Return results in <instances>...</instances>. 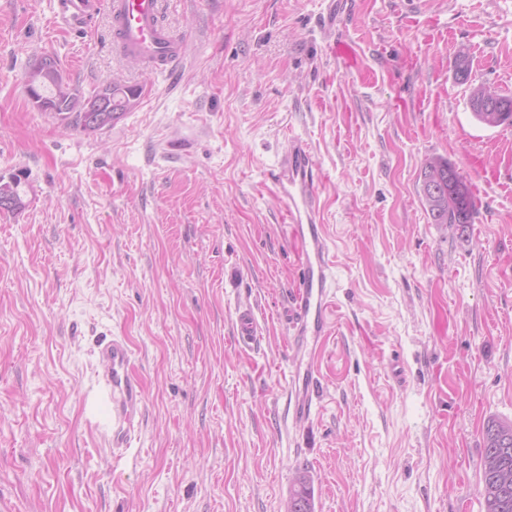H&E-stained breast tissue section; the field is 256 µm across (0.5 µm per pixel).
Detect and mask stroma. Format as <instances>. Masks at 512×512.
Instances as JSON below:
<instances>
[{
	"mask_svg": "<svg viewBox=\"0 0 512 512\" xmlns=\"http://www.w3.org/2000/svg\"><path fill=\"white\" fill-rule=\"evenodd\" d=\"M57 0H0V512H486L483 428L512 420V127L470 89L512 95V0H169L186 59L148 72ZM470 50L469 83L455 77ZM56 58L89 94L142 90L86 133L23 86ZM307 139L332 251L331 333L307 426H283L299 272L273 180ZM453 164L473 223L437 224L422 166ZM262 336L236 343L240 309ZM126 339L145 406L100 439L96 343ZM85 0H59L58 15L61 21L71 28L82 27L85 20ZM485 92V94H484ZM484 94V97H483ZM502 96V95H501ZM480 106L483 108L493 109L501 105V99L497 94H494L488 90L485 91L483 86L474 87L471 90L469 97V105L472 110L475 119L484 125L490 127L498 126H512V96H502L504 102L507 104L506 111L498 110H482L473 109L472 101L478 102L481 98ZM292 500L301 504L299 512H314L312 489L305 475L296 479L288 503Z\"/></svg>",
	"mask_w": 512,
	"mask_h": 512,
	"instance_id": "stroma-1",
	"label": "stroma"
}]
</instances>
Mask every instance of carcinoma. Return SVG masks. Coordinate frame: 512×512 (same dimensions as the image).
I'll return each mask as SVG.
<instances>
[{"mask_svg":"<svg viewBox=\"0 0 512 512\" xmlns=\"http://www.w3.org/2000/svg\"><path fill=\"white\" fill-rule=\"evenodd\" d=\"M60 69L52 62V70L42 87L29 99L40 112H52L68 126L87 133L109 129L100 116L112 113L115 120L123 116L124 102L139 98L141 91L133 86L107 85L86 96L58 78ZM507 109L473 110L475 119L490 127L512 126V96L503 97ZM422 193L426 210L436 224L472 223L475 200L459 173L445 159H431L422 168ZM484 461L482 495L486 512H512V421L491 419L484 428ZM290 499L301 504L300 512H314L313 494L308 478L298 477Z\"/></svg>","mask_w":512,"mask_h":512,"instance_id":"carcinoma-1","label":"carcinoma"}]
</instances>
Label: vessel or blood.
<instances>
[{
  "label": "vessel or blood",
  "instance_id": "obj_1",
  "mask_svg": "<svg viewBox=\"0 0 512 512\" xmlns=\"http://www.w3.org/2000/svg\"><path fill=\"white\" fill-rule=\"evenodd\" d=\"M167 0H109L112 44L124 57L139 60L153 71H171L184 61V34L164 21ZM84 0H59L58 15L71 28L82 27ZM277 191L288 204V222L302 247L301 276L294 298L289 346L298 359L287 382L283 422L303 428L315 405L316 369L306 358L307 348L318 346L329 336V294L332 282L328 244L319 218L318 175L311 162V147L302 138H289L281 153L276 174ZM238 340L252 345L260 329L251 309L239 311ZM97 357L102 365L99 402L110 419L104 436L110 448L127 447L134 424L144 409V391L130 369V347L126 340L112 338L100 344Z\"/></svg>",
  "mask_w": 512,
  "mask_h": 512
}]
</instances>
